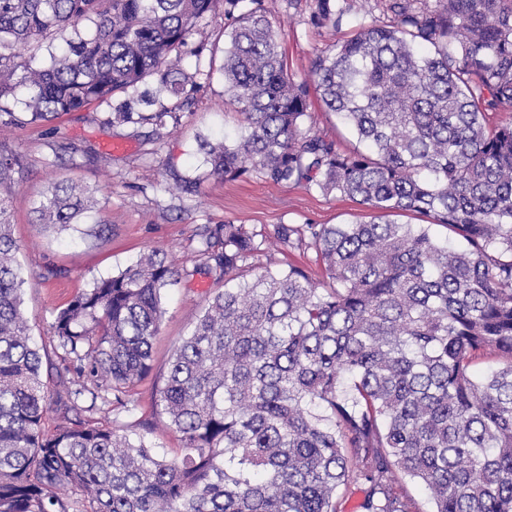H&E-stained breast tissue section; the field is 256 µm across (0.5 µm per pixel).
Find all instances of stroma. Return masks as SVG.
I'll return each instance as SVG.
<instances>
[{"instance_id": "stroma-1", "label": "stroma", "mask_w": 512, "mask_h": 512, "mask_svg": "<svg viewBox=\"0 0 512 512\" xmlns=\"http://www.w3.org/2000/svg\"><path fill=\"white\" fill-rule=\"evenodd\" d=\"M314 5L315 0H263L288 71L299 83L309 80L316 55L352 37L359 27L354 17L336 29L317 26L310 21ZM227 10L225 0H217L190 38V45L203 48L201 55L188 54L182 61L195 89L163 125L118 121L110 104L95 102L7 132L9 147L25 163L15 181L10 210L25 280L23 311L34 342L47 349L42 366L46 433H54L70 419L92 425L114 420L130 436H146L176 455L180 441L165 431V417L154 399L165 383L174 349L208 299L224 287L193 271L202 247L200 228L230 221L258 231L275 224H345L369 216L356 201L323 193L313 185H278L254 173L236 179L211 175L199 150L201 138L231 140L244 129L242 117L224 105L221 68L233 27ZM310 102L318 133L335 140L343 151L357 149L355 136L334 113L325 111L318 92H311ZM179 177L195 182V192L176 190ZM61 180L93 191L98 205L81 224L60 233L35 224L33 209L52 183ZM153 248L174 257L186 275L167 295L151 370L130 391L136 409L118 414L83 401L78 410H64L58 392L62 385L77 383L78 376L66 370L59 352L51 348L54 312L94 281L118 274ZM258 262L274 270L296 266L317 280L323 276L314 249L303 244L262 253Z\"/></svg>"}]
</instances>
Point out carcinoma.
Wrapping results in <instances>:
<instances>
[{
	"mask_svg": "<svg viewBox=\"0 0 512 512\" xmlns=\"http://www.w3.org/2000/svg\"><path fill=\"white\" fill-rule=\"evenodd\" d=\"M215 2L0 0V124L49 121L150 78L167 101L146 98L134 114L126 99L117 115L162 122L188 97L182 49ZM262 2L237 16L224 48V96L245 131L203 140L204 162L222 178L312 183L370 220L203 227L193 273L224 290L155 399L179 456L114 425L70 420L49 435L10 230L24 161L0 141V512H343L350 487L362 488L360 512H418L405 478L434 512H512V124H489L512 108V0H385V21L371 0H316L317 26L361 22L315 57L310 84L288 73ZM312 85L365 150L314 131ZM92 203L62 180L35 221L63 229ZM410 213L428 223L395 220ZM297 242L315 249L328 284L252 264ZM180 276L151 249L54 313L56 349L87 381L64 391L67 409L89 394L135 410L130 389L151 369ZM487 352L495 366L473 371Z\"/></svg>",
	"mask_w": 512,
	"mask_h": 512,
	"instance_id": "carcinoma-1",
	"label": "carcinoma"
}]
</instances>
